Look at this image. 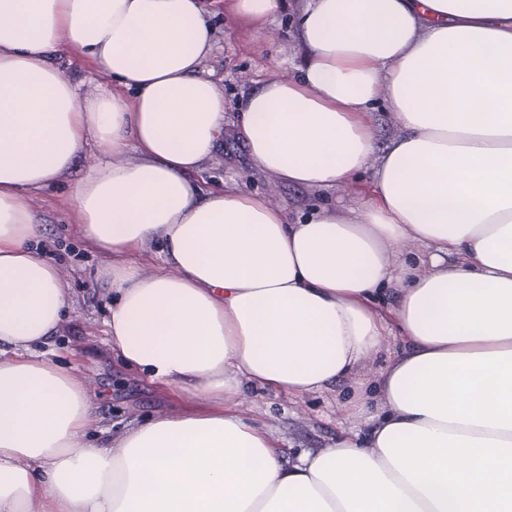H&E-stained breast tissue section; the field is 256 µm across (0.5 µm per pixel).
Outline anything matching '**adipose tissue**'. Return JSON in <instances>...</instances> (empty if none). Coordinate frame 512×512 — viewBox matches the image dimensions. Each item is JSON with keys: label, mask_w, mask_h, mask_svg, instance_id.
Segmentation results:
<instances>
[{"label": "adipose tissue", "mask_w": 512, "mask_h": 512, "mask_svg": "<svg viewBox=\"0 0 512 512\" xmlns=\"http://www.w3.org/2000/svg\"><path fill=\"white\" fill-rule=\"evenodd\" d=\"M219 6L264 35L288 3L0 0V512H512V0H304L302 61L242 96L237 135L279 182L372 179L295 223L190 178L224 140ZM63 47L111 86L81 98ZM90 145L70 197L112 257L105 342L181 405L100 447L88 384L33 353L68 295L31 196ZM156 244L169 270L143 273ZM392 321L405 351L346 407L366 436L283 464L243 386L323 391ZM374 132L378 147L384 148L396 135L394 121L389 113L378 107L374 112Z\"/></svg>", "instance_id": "adipose-tissue-1"}]
</instances>
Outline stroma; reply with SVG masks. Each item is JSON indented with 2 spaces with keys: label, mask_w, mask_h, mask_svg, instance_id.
Masks as SVG:
<instances>
[{
  "label": "stroma",
  "mask_w": 512,
  "mask_h": 512,
  "mask_svg": "<svg viewBox=\"0 0 512 512\" xmlns=\"http://www.w3.org/2000/svg\"><path fill=\"white\" fill-rule=\"evenodd\" d=\"M210 20L217 29L220 48L208 67L224 87V144L211 161L193 172V180L267 196L285 208L292 219L317 208L352 205L358 184H351L341 193H330L284 184L259 174L235 134L236 103L241 94L258 88L267 71L300 56L294 11L276 18L274 34L268 38L243 30L230 14L214 13ZM85 173L86 160L78 158L70 170L31 199L35 219L42 226L36 247L46 251L63 245L70 248L69 255L59 264L68 288V317L57 336L38 347L37 353L52 364L73 367L95 392L97 420L83 440L98 446L105 436L119 435L157 413L177 411L178 405L167 393L123 367L106 350L104 322L112 295L105 280L111 258L80 237L70 199L71 187ZM356 383L355 377L348 376L326 391L302 395L266 393L247 387L238 397L239 411L277 437L285 449V460L290 462L302 452L327 448L343 436L350 426L345 405Z\"/></svg>",
  "instance_id": "35a3bbf8"
}]
</instances>
